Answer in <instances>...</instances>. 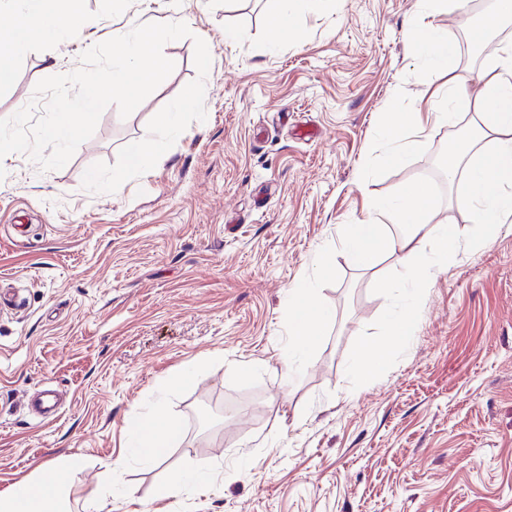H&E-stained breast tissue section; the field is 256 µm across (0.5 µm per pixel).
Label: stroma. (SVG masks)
I'll list each match as a JSON object with an SVG mask.
<instances>
[{
  "mask_svg": "<svg viewBox=\"0 0 512 512\" xmlns=\"http://www.w3.org/2000/svg\"><path fill=\"white\" fill-rule=\"evenodd\" d=\"M77 7L79 31L34 34L10 59L0 119L136 25L182 22L192 35L165 44L170 76L128 117L107 107L62 169L0 159V489L67 461L70 512L93 497L108 512H153L158 484L204 467L206 490L164 512H512V229L469 250L465 178L433 177L454 130L475 133L482 111L427 123L421 147L396 160L381 128L387 112L442 108L449 78L476 81L512 44V21L481 37L471 8L431 18L452 51L436 71L412 36L418 0H333L297 16L276 48V0ZM198 37L211 55L206 121L121 192L85 190L86 169L145 139L196 77ZM414 184L460 243L420 287L394 256L358 268L346 244ZM321 252L335 258L325 277ZM304 279L328 319L287 367L288 295ZM406 305L412 336L364 371L363 346L387 343ZM47 387L64 402L42 419L24 400ZM160 412L181 433L156 460L133 424Z\"/></svg>",
  "mask_w": 512,
  "mask_h": 512,
  "instance_id": "obj_1",
  "label": "stroma"
}]
</instances>
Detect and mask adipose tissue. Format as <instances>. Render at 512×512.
Instances as JSON below:
<instances>
[{
    "label": "adipose tissue",
    "instance_id": "1",
    "mask_svg": "<svg viewBox=\"0 0 512 512\" xmlns=\"http://www.w3.org/2000/svg\"><path fill=\"white\" fill-rule=\"evenodd\" d=\"M16 22L12 27L0 29V53L22 55L30 48L26 37L28 28L40 29L53 37L64 31L76 30L79 15L75 9H53V0H14ZM448 99L458 105H470L485 100L499 103L512 101V45L503 50L483 75L479 85L463 82L449 85ZM385 132L391 153H409L417 150L423 132L421 113L417 110L392 114L386 121ZM477 139L489 140L492 156H485L473 145L449 156L447 172L456 176L458 169L469 175L481 174L500 183L512 186V113H487ZM406 202L401 206H375L369 223L354 225L347 238L352 246V259L361 267L375 265L380 255L398 254L405 273L413 282L425 281L430 275V262L425 256L430 222V201L427 190L419 185L405 192ZM291 305H306L307 310L294 322L292 350L309 347L319 336L324 323L320 305L308 283L297 284L292 290ZM68 465L61 462L44 466L40 473L29 480L16 482L0 490V512H51L50 506L63 489Z\"/></svg>",
    "mask_w": 512,
    "mask_h": 512
}]
</instances>
